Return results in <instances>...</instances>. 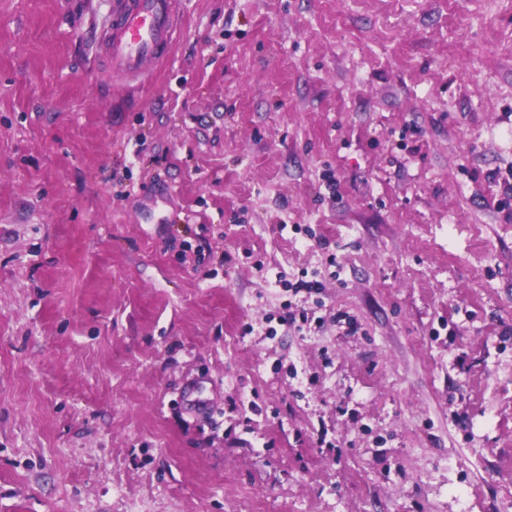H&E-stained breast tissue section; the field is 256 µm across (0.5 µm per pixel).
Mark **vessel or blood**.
<instances>
[{"label":"vessel or blood","mask_w":512,"mask_h":512,"mask_svg":"<svg viewBox=\"0 0 512 512\" xmlns=\"http://www.w3.org/2000/svg\"><path fill=\"white\" fill-rule=\"evenodd\" d=\"M182 0H112L96 46L113 76L139 79L169 58Z\"/></svg>","instance_id":"b4317fda"}]
</instances>
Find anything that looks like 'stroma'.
Here are the masks:
<instances>
[{"instance_id": "1", "label": "stroma", "mask_w": 512, "mask_h": 512, "mask_svg": "<svg viewBox=\"0 0 512 512\" xmlns=\"http://www.w3.org/2000/svg\"><path fill=\"white\" fill-rule=\"evenodd\" d=\"M107 13L0 0V512H512V0ZM96 46L115 77L139 79L169 59L178 35L181 0H115Z\"/></svg>"}]
</instances>
